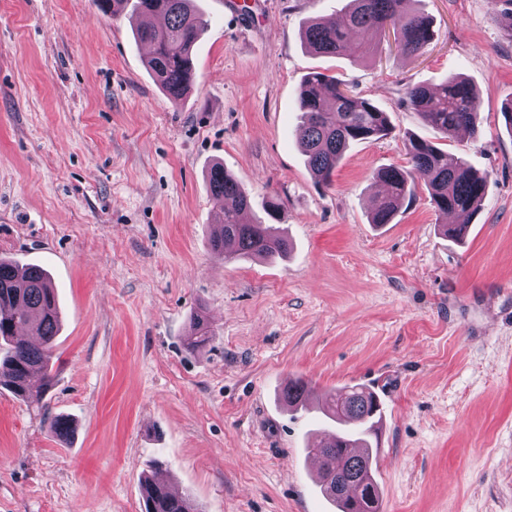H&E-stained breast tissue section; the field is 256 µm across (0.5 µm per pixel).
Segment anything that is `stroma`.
<instances>
[{"label":"stroma","mask_w":512,"mask_h":512,"mask_svg":"<svg viewBox=\"0 0 512 512\" xmlns=\"http://www.w3.org/2000/svg\"><path fill=\"white\" fill-rule=\"evenodd\" d=\"M196 0L209 21L178 103L145 65L136 21L93 0H0V257L57 289V376L40 404L0 388V512H142L153 460L199 512H336L307 466L318 409L278 394L360 384L384 403L383 512H512V0H413L434 41L377 63L310 53L302 29L349 0ZM318 69L387 112L330 184L299 144ZM461 75L479 131L453 139L403 100ZM416 137L489 175L463 240L425 183L368 219L381 168ZM223 164L255 208L280 206L272 260L211 249ZM211 340L184 344L195 317ZM57 415L77 427L61 441Z\"/></svg>","instance_id":"obj_1"}]
</instances>
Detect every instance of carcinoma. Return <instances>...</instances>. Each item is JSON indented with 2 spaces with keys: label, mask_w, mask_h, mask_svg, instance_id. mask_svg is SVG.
I'll return each instance as SVG.
<instances>
[{
  "label": "carcinoma",
  "mask_w": 512,
  "mask_h": 512,
  "mask_svg": "<svg viewBox=\"0 0 512 512\" xmlns=\"http://www.w3.org/2000/svg\"><path fill=\"white\" fill-rule=\"evenodd\" d=\"M345 14L327 23L314 19L303 30V41L313 53L336 57L355 49L366 53L385 40L391 28L397 50L418 55L433 42L431 23L422 14L407 9L408 0H350ZM102 11L131 5L132 14L152 16L158 24L136 28V38L151 48L146 65L168 98L177 103L194 83L192 51L207 20L193 0H95ZM409 106L428 126L454 138L464 130H477L480 97L464 78H453L435 88L414 84L404 90ZM299 109L303 122L300 142L316 182L329 183L344 152L353 142L380 139L390 133L386 112L370 100L354 94L348 85L322 71L307 73L301 82ZM407 164L391 165L376 172L385 186L370 210V223L389 224L403 201L414 196L416 182L423 180L434 207L462 218L448 237L465 235L469 218L482 206L488 174L472 167L462 156L451 155L422 139L408 138ZM211 193L238 200L241 206L224 210L222 233L213 236L212 250L224 260L241 257H270L288 251V240L272 224L249 219V195L224 169L214 165L208 174ZM60 327V312L54 288L38 267L20 269L0 258V386L14 396L38 403L52 386L54 341ZM209 341L206 323L196 318L186 336V345L198 350ZM308 393L300 380L288 382L282 396L288 405L299 407ZM324 415L336 423L331 442L308 447L319 458L322 471L318 484L323 493L340 504L344 497L336 490V478L343 487H372L371 445L365 439L368 424L379 412L375 394L362 386H344L327 393ZM144 512H195L185 496L177 497L152 477L142 482Z\"/></svg>",
  "instance_id": "cac0c4a2"
}]
</instances>
